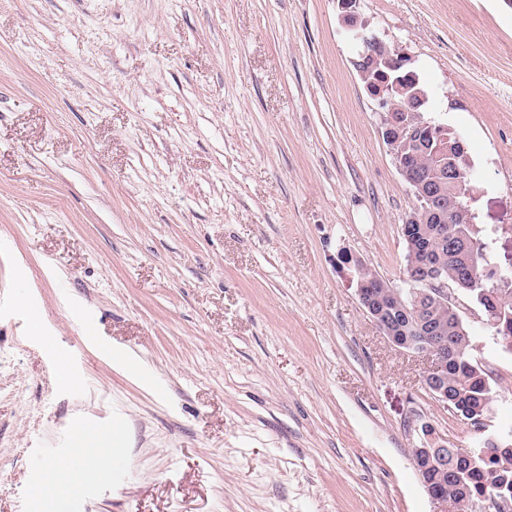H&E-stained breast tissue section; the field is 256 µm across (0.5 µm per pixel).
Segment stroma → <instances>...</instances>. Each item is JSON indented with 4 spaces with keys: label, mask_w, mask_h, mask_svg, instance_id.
<instances>
[{
    "label": "stroma",
    "mask_w": 512,
    "mask_h": 512,
    "mask_svg": "<svg viewBox=\"0 0 512 512\" xmlns=\"http://www.w3.org/2000/svg\"><path fill=\"white\" fill-rule=\"evenodd\" d=\"M424 117L460 133L475 222L512 266V7L358 0ZM336 0H0V512L111 427L59 512H449L411 449L473 431L364 313L415 198ZM512 427V348L465 315ZM71 358V385L52 369ZM110 459V448H98V453L93 456L81 458V465L84 469L93 472L97 479L106 481L108 478L107 461Z\"/></svg>",
    "instance_id": "1"
}]
</instances>
